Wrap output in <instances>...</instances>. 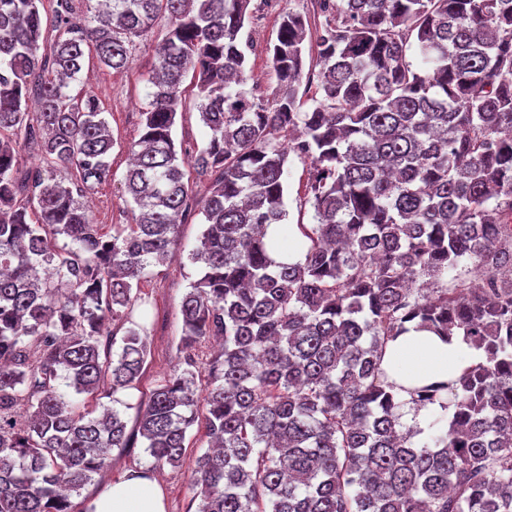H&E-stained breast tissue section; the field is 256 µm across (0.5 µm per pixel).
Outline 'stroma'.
I'll return each instance as SVG.
<instances>
[{
    "mask_svg": "<svg viewBox=\"0 0 512 512\" xmlns=\"http://www.w3.org/2000/svg\"><path fill=\"white\" fill-rule=\"evenodd\" d=\"M250 10L252 19L244 32L250 42L247 52L249 83L269 95L276 87V77L268 62V47L276 36L280 14L279 11L264 10L263 0H251ZM166 28V19H158L143 37L138 38L133 62L124 71H112L101 66L95 55H86L79 79L71 87L72 92L89 91L97 97L114 140L111 151L112 178L88 197L94 222L101 224L107 232L111 231L113 225L131 221L124 189L129 163L128 149L141 135L140 112L146 104L145 74L155 58L156 48ZM174 136L188 155L194 154L197 145L205 139L206 131L199 121L192 92H185L182 96ZM308 172L307 163L294 156L289 158L286 232L294 241L302 238L300 225L312 221V209L307 201ZM202 231L201 220L196 216L178 224L172 245L173 259L158 267L156 274L148 275L141 284L132 318L146 325L150 354L133 388L119 391L120 402L117 406L127 424L130 442L128 447L114 449L107 465L79 493L72 496L73 512H85L106 485L136 472L146 473L160 485L165 512H189L192 506L190 472L195 458L207 448V439L200 437L196 431H189L182 465L176 468L167 464L156 466L138 432L137 407L148 401L157 383L178 361L182 336L181 300L190 283L200 275L198 267L191 265L187 256L198 245Z\"/></svg>",
    "mask_w": 512,
    "mask_h": 512,
    "instance_id": "stroma-1",
    "label": "stroma"
}]
</instances>
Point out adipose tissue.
I'll return each mask as SVG.
<instances>
[{"mask_svg":"<svg viewBox=\"0 0 512 512\" xmlns=\"http://www.w3.org/2000/svg\"><path fill=\"white\" fill-rule=\"evenodd\" d=\"M479 352L470 348L462 336L442 339L425 331H409L390 341L383 366L391 381L399 385L398 397L403 404L405 422L426 425L439 405L416 408L411 388L432 382L456 379L463 369L480 360ZM95 512H164L162 490L156 481L131 476L106 486L94 499Z\"/></svg>","mask_w":512,"mask_h":512,"instance_id":"ef3b65f1","label":"adipose tissue"}]
</instances>
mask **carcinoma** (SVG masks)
<instances>
[{
  "label": "carcinoma",
  "instance_id": "obj_1",
  "mask_svg": "<svg viewBox=\"0 0 512 512\" xmlns=\"http://www.w3.org/2000/svg\"><path fill=\"white\" fill-rule=\"evenodd\" d=\"M42 2L0 0V512H71L128 446L119 411H96L140 377L147 329L113 357L104 324L132 312L191 207L204 230L180 361L138 432L177 466L204 420L196 512H512V0H314L315 24L288 10L270 96L247 88L250 0H85L80 23L63 0L49 29ZM163 14L124 178L133 220L108 236L84 197L111 177L113 139L97 99L69 88L87 49L127 68ZM188 75L199 200L173 138ZM30 145L40 163L22 171ZM292 154L310 164L314 223L304 258L278 262L264 230L288 215ZM466 258L473 278L441 284ZM411 323L482 356L417 390L450 411L425 430L402 422L382 367Z\"/></svg>",
  "mask_w": 512,
  "mask_h": 512
}]
</instances>
